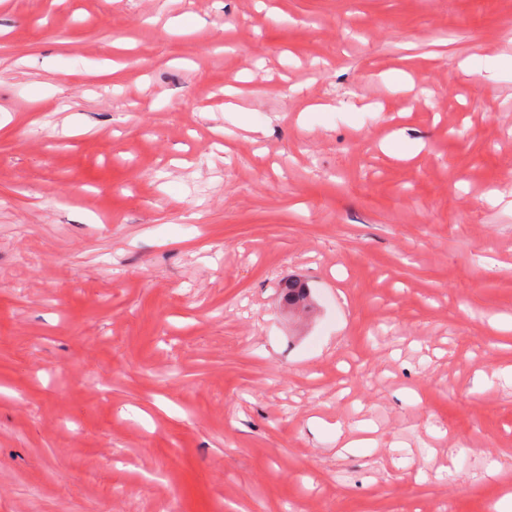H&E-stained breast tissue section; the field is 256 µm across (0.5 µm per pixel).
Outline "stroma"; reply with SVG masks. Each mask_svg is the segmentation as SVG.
I'll use <instances>...</instances> for the list:
<instances>
[{"label":"stroma","mask_w":512,"mask_h":512,"mask_svg":"<svg viewBox=\"0 0 512 512\" xmlns=\"http://www.w3.org/2000/svg\"><path fill=\"white\" fill-rule=\"evenodd\" d=\"M0 110V512L512 494V0H0ZM284 300L289 308H305L308 304L309 294L305 284L297 279H288L283 287Z\"/></svg>","instance_id":"1"}]
</instances>
